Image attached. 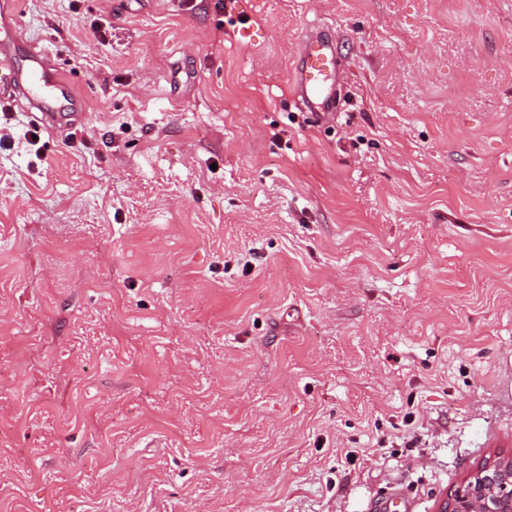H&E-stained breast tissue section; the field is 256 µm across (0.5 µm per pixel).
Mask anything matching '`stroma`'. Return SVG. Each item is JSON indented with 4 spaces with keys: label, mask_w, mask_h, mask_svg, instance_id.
I'll return each instance as SVG.
<instances>
[{
    "label": "stroma",
    "mask_w": 512,
    "mask_h": 512,
    "mask_svg": "<svg viewBox=\"0 0 512 512\" xmlns=\"http://www.w3.org/2000/svg\"><path fill=\"white\" fill-rule=\"evenodd\" d=\"M9 9L85 107L0 105V512H436L512 455V0ZM337 50L336 41L327 34L308 33L302 38L293 80L309 104L308 112L333 114L339 107Z\"/></svg>",
    "instance_id": "35a3bbf8"
}]
</instances>
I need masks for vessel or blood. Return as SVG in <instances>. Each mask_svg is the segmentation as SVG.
Listing matches in <instances>:
<instances>
[{"instance_id": "b4317fda", "label": "vessel or blood", "mask_w": 512, "mask_h": 512, "mask_svg": "<svg viewBox=\"0 0 512 512\" xmlns=\"http://www.w3.org/2000/svg\"><path fill=\"white\" fill-rule=\"evenodd\" d=\"M16 29L9 17L0 18V103H10L26 96L31 107L41 114L47 128L75 118L84 108L58 69L46 62L39 51H29L24 64L16 62ZM338 45L328 35L306 34L296 57L293 80L308 103L309 111L322 115L336 112Z\"/></svg>"}]
</instances>
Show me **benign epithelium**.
Listing matches in <instances>:
<instances>
[{
    "label": "benign epithelium",
    "instance_id": "1",
    "mask_svg": "<svg viewBox=\"0 0 512 512\" xmlns=\"http://www.w3.org/2000/svg\"><path fill=\"white\" fill-rule=\"evenodd\" d=\"M437 512H512V456L488 460L469 473Z\"/></svg>",
    "mask_w": 512,
    "mask_h": 512
}]
</instances>
